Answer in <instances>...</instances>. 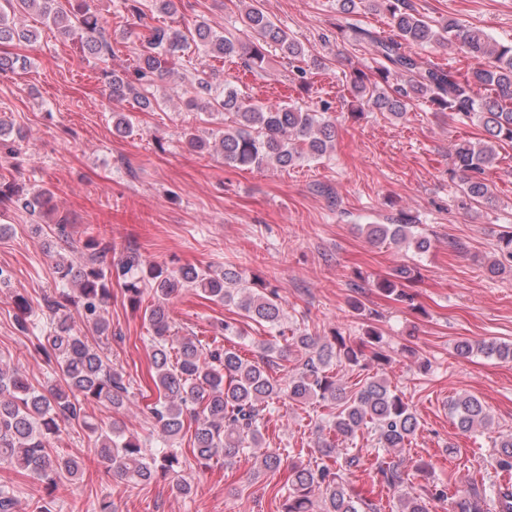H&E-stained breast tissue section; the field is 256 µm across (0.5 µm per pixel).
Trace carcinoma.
Here are the masks:
<instances>
[{
	"mask_svg": "<svg viewBox=\"0 0 512 512\" xmlns=\"http://www.w3.org/2000/svg\"><path fill=\"white\" fill-rule=\"evenodd\" d=\"M371 8L384 14L391 36L379 39L366 29L351 27L358 40L370 43L381 60L375 69L376 80L358 70L352 81L357 105L353 113L380 112L402 119L410 104L424 98L437 112L478 120L488 139L484 142L461 141L454 145L453 163L461 173V194L480 204L491 194L488 174L496 160V145L512 144V41L499 42L487 32L472 28L458 19L430 24L416 11L411 0H366ZM36 9L64 37L81 36L87 50L111 54L112 45L105 34L103 17L90 0H0V45L37 39L34 30L17 26L19 13ZM242 22L245 39L226 36L205 20L181 30L170 25L154 26L140 42L133 69L105 73L109 96L128 97L143 104L162 108L163 96L151 91L155 80L167 71V59L190 47L216 57L237 56L249 70H260L265 62L263 46L273 45L290 62L305 60L306 49L276 25L262 8L251 4ZM448 45L474 60L463 75H456L433 63L423 64L407 54L404 45ZM191 96L186 106L209 116L228 114L232 125L202 137L193 131L184 134L193 151L218 153L224 164L257 169L287 168L299 161L323 157L335 137L329 110L322 102L318 110H302L294 105H259L250 102L238 87L226 81L216 86L208 79L191 75ZM0 197L15 202L31 214L55 211L49 190L41 189L28 197L0 189ZM415 218L400 213L390 224H368L366 235L372 242L405 244L423 254L431 246L429 238L415 233ZM85 259L75 266L64 257L56 262V273L71 284L63 288L49 304L53 319L39 341V352L54 365L61 385L41 389L33 387L17 369L0 363V464L27 471L40 481L43 504L38 512H53L62 474L78 480L84 464L78 457H65L51 447L63 419H78L88 403L108 404L115 409L130 399V384L123 373L112 367L109 357L79 334L72 312L93 320L95 331L105 333L109 323L102 312L112 299V282L102 267L103 257L112 251V242L91 237L85 242ZM501 258L489 262L487 270L497 276L512 263V235L502 238ZM411 269L401 267L375 283L381 291L406 298L402 281L410 279ZM130 304L138 306L144 290L153 292L155 303L144 312L154 336L150 363L157 397L150 413L159 429L162 448L143 447L141 441L111 425L103 428L83 421L89 439L94 442L98 461L118 477L134 485L148 484L161 477L170 480L182 496L192 493L184 477L187 456L172 447L177 437L193 426L191 454L201 465L220 456L231 461L241 454L256 456L258 470L276 471L282 454L256 451L263 447L265 413L281 399L306 402L316 399L330 409L327 419L333 438L318 443L319 457L306 466L293 465L288 477V495L281 512H381L372 500L351 494L345 488V476L364 464L352 451L341 452L340 445L354 442L357 433L372 429L379 447L397 454L414 438L418 420L403 395L391 389L384 378L372 377L348 395L337 382L334 368L343 364L361 365L366 352L371 359L388 362L381 351V335L368 328L359 341L352 343L340 333L321 340L308 334L293 336L284 346L273 342L260 346L259 360L243 358L233 347H211L195 336L170 338L169 303L185 286L200 290L210 300L224 304L238 301L242 316L271 328L281 325L284 308L279 296L265 287L263 280L251 281L234 268L220 273L183 266L169 271L146 263L130 250L115 267ZM305 351L306 358L296 373L275 378L268 368L287 357L290 348ZM512 362V344L494 340L476 345L462 340L456 345L459 356L474 351ZM456 427L463 433L490 425L484 404L475 396L464 395L451 403ZM497 466L512 470V436L496 443ZM375 476L390 487L404 483L405 472L397 461L376 459L371 463ZM397 512H428L426 497L403 494Z\"/></svg>",
	"mask_w": 512,
	"mask_h": 512,
	"instance_id": "cac0c4a2",
	"label": "carcinoma"
}]
</instances>
